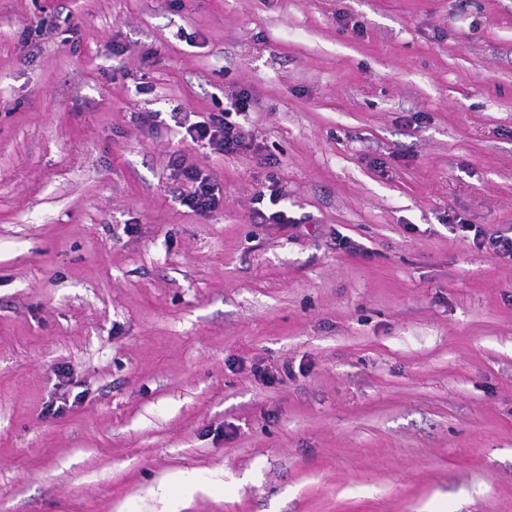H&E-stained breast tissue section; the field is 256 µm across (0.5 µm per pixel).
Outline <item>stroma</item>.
<instances>
[{
  "mask_svg": "<svg viewBox=\"0 0 512 512\" xmlns=\"http://www.w3.org/2000/svg\"><path fill=\"white\" fill-rule=\"evenodd\" d=\"M242 88L253 151L182 140ZM455 218L512 227V0H0V512H512ZM177 163L185 179L194 187L192 192L181 197V203L199 215L211 212L217 206L218 199L210 175L202 173L193 163H188L184 156L179 157Z\"/></svg>",
  "mask_w": 512,
  "mask_h": 512,
  "instance_id": "35a3bbf8",
  "label": "stroma"
}]
</instances>
